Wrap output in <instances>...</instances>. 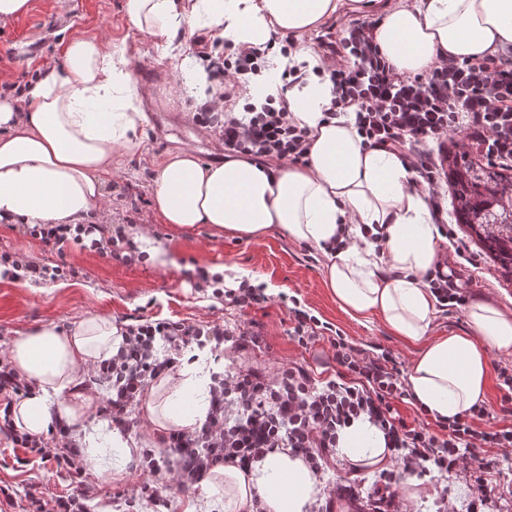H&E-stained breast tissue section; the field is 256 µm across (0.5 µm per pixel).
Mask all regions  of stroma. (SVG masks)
<instances>
[{"label":"stroma","mask_w":512,"mask_h":512,"mask_svg":"<svg viewBox=\"0 0 512 512\" xmlns=\"http://www.w3.org/2000/svg\"><path fill=\"white\" fill-rule=\"evenodd\" d=\"M103 35L115 48L125 50L134 75L146 94L143 109L148 121L142 130V147L134 153H119L106 182V197L113 221L144 230L157 246L167 251L166 265L152 262L125 264L98 253L68 247L46 246L25 235L22 228L0 224V252L17 253L41 263H66L77 274L68 287L40 294L22 283L0 281V347L9 348L20 333L37 326L64 330L86 314L110 316L115 325L138 318L168 319L185 323L199 321L229 326H255L265 338L261 349L250 352V364L275 369L296 363L333 374L336 363L328 346L307 351L288 336L287 304L282 296L297 297L307 310L330 323L357 344L379 346L412 363L417 345L393 334L382 319L365 322L351 318L336 303L324 282L327 260L307 244L273 232L261 239L227 234L214 235L210 226L197 225L181 231L161 223L153 207L154 160L168 153L192 149L206 164L224 160V146L217 131L196 123L191 114L194 100L177 80L157 39L139 30L131 21L126 0H69L67 11L54 7V0H32L29 13L0 24V85L26 83L46 58L61 59L70 37ZM476 257V266L460 268V284L467 298L487 297L512 310V276H504L464 224H453ZM223 268L224 285L237 287L249 279L269 295L260 307L239 310L198 288V273ZM100 473L82 470L74 478L57 472L40 455L12 445L0 444V505L19 502L24 488L41 485L46 496L90 488V512H124L125 498L132 495L140 478L111 449L97 451ZM122 476H115V469ZM457 512H467L473 494L463 477L448 474L435 481L400 484V512H435L440 490Z\"/></svg>","instance_id":"obj_1"}]
</instances>
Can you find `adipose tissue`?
Returning a JSON list of instances; mask_svg holds the SVG:
<instances>
[{
  "mask_svg": "<svg viewBox=\"0 0 512 512\" xmlns=\"http://www.w3.org/2000/svg\"><path fill=\"white\" fill-rule=\"evenodd\" d=\"M345 0H126L127 13L165 47L174 69L199 102L218 89L187 54L181 36L206 31L233 46L260 47L277 38L287 54L251 76L244 94L260 105L279 95L285 69L301 79L288 94L294 122L309 131V161L269 170L242 157L204 164L180 150L158 161L154 209L163 223L181 230L210 225L215 234L261 239L278 232L316 250L341 236L345 225L377 226L381 246L350 245L328 255L325 281L352 318L381 317L390 330L419 345L408 374L415 401L432 416L451 418L481 403L490 381L488 351L512 354V311L477 297L468 304L464 334L430 337L437 301L423 282L438 254L439 236L413 172L400 154L364 144L353 114L329 116L333 85L328 60L303 38L335 16ZM357 11L375 14L373 38L397 72H428L441 58L480 59L512 44V0H352ZM143 91L125 52L111 40L75 36L62 62H46L20 99L0 98V223L108 224L105 177L119 151L139 148L146 115ZM122 336L110 317L88 315L68 330L35 327L11 344L19 376L36 384L15 401V424L42 435L61 418L76 431L88 463L94 449L132 455V443L108 420L94 432L84 423L95 414L85 395V369L111 358ZM208 353L184 362L154 383L145 400L153 428L193 429L209 409ZM338 451L345 458L380 466L390 455L383 433L366 419L343 430ZM320 481L297 456L278 450L248 470L227 465L203 483L213 507L252 512L261 498L265 512H311Z\"/></svg>",
  "mask_w": 512,
  "mask_h": 512,
  "instance_id": "1",
  "label": "adipose tissue"
}]
</instances>
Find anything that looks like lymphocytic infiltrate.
Listing matches in <instances>:
<instances>
[{"instance_id": "obj_1", "label": "lymphocytic infiltrate", "mask_w": 512, "mask_h": 512, "mask_svg": "<svg viewBox=\"0 0 512 512\" xmlns=\"http://www.w3.org/2000/svg\"><path fill=\"white\" fill-rule=\"evenodd\" d=\"M323 55L335 59L330 70L335 97L332 108H351L365 143L399 153L416 174L420 191L440 233L456 256L468 264L476 259L466 243L448 227L442 200V181L434 154L450 134L465 133L469 146L486 159L512 164V45L478 61L438 60L428 74L397 73L380 53L372 28L352 23L337 38L322 42ZM267 53L242 46L223 55L204 53L212 79L224 86L225 98L237 95L247 74L257 72ZM242 117L224 115L210 104L199 105L197 122L217 128L224 151L239 153L261 166L307 161L308 132L288 117L287 105H245ZM26 234L45 245L73 244L123 263L139 262L136 247L121 224H36ZM214 296L239 309L267 303L263 289L241 280L228 288L218 274L200 272ZM290 338L302 349L328 345L338 365L335 376L321 377L311 366L291 364L268 372L243 364L250 351L262 347L259 333L221 324H186L142 319L121 329L123 344L112 359L90 367L89 384L112 391L104 410L121 429L135 426L134 412L145 389L162 372L177 366L192 346H210L216 357L230 353L239 364L216 376L210 389L211 408L201 428L173 429L160 442L168 458L153 449L141 452L138 466L146 475L128 507L167 506L169 486L199 491L217 466L232 463L248 469L271 450L288 449L302 456L316 474L336 461L339 432L360 416H368L384 433L391 449V468L378 473L370 494L358 483L325 485L316 512H333L338 497L366 496L370 512H394L400 477L420 479L448 473L468 474L481 505L498 499L496 478L501 459L512 454V424L484 426L486 405L435 421L408 425L397 404L409 399L407 377L398 356L389 350H369L351 343L340 331L301 305L290 307ZM56 442L19 429L10 415L0 416V440L40 454L57 470L79 471L80 451L64 422L55 426Z\"/></svg>"}]
</instances>
